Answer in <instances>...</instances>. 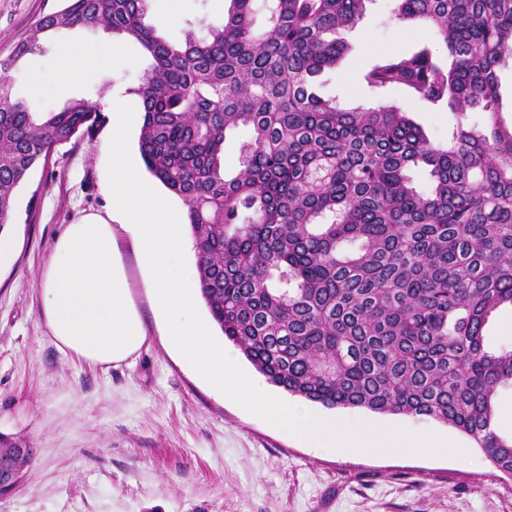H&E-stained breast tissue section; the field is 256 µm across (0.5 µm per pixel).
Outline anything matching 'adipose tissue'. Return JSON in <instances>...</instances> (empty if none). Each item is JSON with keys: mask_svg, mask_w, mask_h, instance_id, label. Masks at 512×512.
Instances as JSON below:
<instances>
[{"mask_svg": "<svg viewBox=\"0 0 512 512\" xmlns=\"http://www.w3.org/2000/svg\"><path fill=\"white\" fill-rule=\"evenodd\" d=\"M58 58L79 77L90 67L105 69L112 61V48L67 44ZM108 110L112 208L107 217L88 216L67 225L42 274V316L56 346L87 364L109 367L131 358L146 341L115 246L112 224L117 221L136 243L139 263L149 277L153 309L165 322L170 345L215 392L275 419L292 437L324 453L353 446L387 452L440 450L441 440L429 433L335 423L308 406L281 403L240 370L233 351L214 344L208 324L197 312L198 273L184 261L191 244L182 233L179 213L127 158L126 131L137 115L116 98L109 99Z\"/></svg>", "mask_w": 512, "mask_h": 512, "instance_id": "adipose-tissue-1", "label": "adipose tissue"}]
</instances>
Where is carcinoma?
Listing matches in <instances>:
<instances>
[{
  "mask_svg": "<svg viewBox=\"0 0 512 512\" xmlns=\"http://www.w3.org/2000/svg\"><path fill=\"white\" fill-rule=\"evenodd\" d=\"M0 58V230L16 190L55 149L102 125L73 99L32 112L8 74L61 28H104L152 59L134 93L148 171L178 196L198 290L224 338L273 386L326 408L428 416L468 435L512 479V437L496 399L512 346L486 328L512 307V127L498 119V69L512 61V0H394L425 42L365 74L457 117L429 141L393 105L344 109L311 90L366 0H230L224 24L173 44L145 24L146 0H63ZM480 108L487 122H469ZM244 129L240 168L224 141ZM427 168L430 190L411 175Z\"/></svg>",
  "mask_w": 512,
  "mask_h": 512,
  "instance_id": "1",
  "label": "carcinoma"
}]
</instances>
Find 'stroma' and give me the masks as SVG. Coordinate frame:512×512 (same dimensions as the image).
<instances>
[{
  "instance_id": "stroma-1",
  "label": "stroma",
  "mask_w": 512,
  "mask_h": 512,
  "mask_svg": "<svg viewBox=\"0 0 512 512\" xmlns=\"http://www.w3.org/2000/svg\"><path fill=\"white\" fill-rule=\"evenodd\" d=\"M63 0H0V56ZM229 0H146L144 21L166 40L184 39L185 19L219 26ZM392 0H367L340 31L346 51L318 91L344 108L396 105L436 145L455 116L397 88H369L363 75L385 53L430 39L424 25L396 19ZM115 44L111 96L133 95L150 65L139 44L103 29L64 28L11 73L13 99L28 101L33 72L52 76L57 102L98 101L102 75L65 78L54 68L67 43ZM107 129L58 147L17 191L0 261V434L33 451L18 490L0 512H512V479L462 432L428 416L393 423L448 441L442 454L324 455L220 397L169 345L156 318L136 244L114 227L132 298L148 339L131 359L103 369L58 350L45 326L39 281L66 225L111 206Z\"/></svg>"
}]
</instances>
